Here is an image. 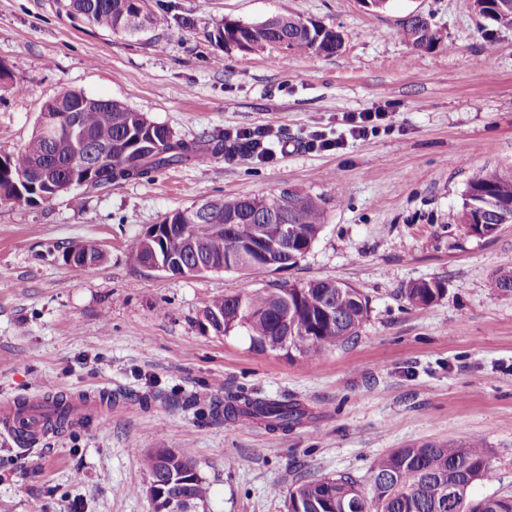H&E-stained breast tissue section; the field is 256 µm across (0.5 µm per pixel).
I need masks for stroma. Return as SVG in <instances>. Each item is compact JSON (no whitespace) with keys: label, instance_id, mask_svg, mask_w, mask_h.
<instances>
[{"label":"stroma","instance_id":"obj_1","mask_svg":"<svg viewBox=\"0 0 512 512\" xmlns=\"http://www.w3.org/2000/svg\"><path fill=\"white\" fill-rule=\"evenodd\" d=\"M66 0H0V156L36 131L61 90L117 100L191 141L270 131L271 155L218 156L131 181L80 188L34 207L0 202V401L101 388L122 402L24 450L0 434V512H152L142 457L188 448L209 488L197 512H287L303 474L363 476L382 453L482 435L492 471L473 497L512 495V294L487 283L512 267V224L486 237L457 221L474 169L512 167V26L473 0H148L168 24L136 36L70 15ZM425 16L430 51L401 34ZM291 14L342 36L332 55L280 65L279 51L218 46L224 19ZM395 127L349 138L351 112ZM340 140L323 150L316 138ZM320 196L325 226L277 274L172 275L135 255L150 225L206 199L284 189ZM87 240L104 263L65 264ZM343 281L369 300L349 344L313 361L259 353L208 327L218 296ZM441 282L425 309L405 288ZM292 398L310 413L291 432L230 423L209 403L238 391Z\"/></svg>","mask_w":512,"mask_h":512}]
</instances>
